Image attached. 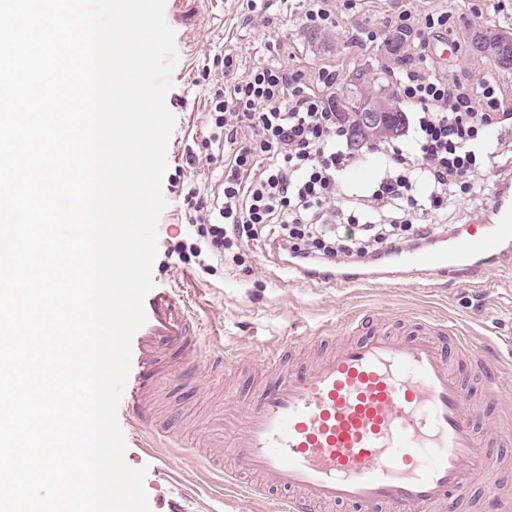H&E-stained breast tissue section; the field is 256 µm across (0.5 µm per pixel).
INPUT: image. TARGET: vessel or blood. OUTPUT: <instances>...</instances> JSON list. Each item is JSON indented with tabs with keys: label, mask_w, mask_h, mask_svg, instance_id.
Listing matches in <instances>:
<instances>
[{
	"label": "vessel or blood",
	"mask_w": 512,
	"mask_h": 512,
	"mask_svg": "<svg viewBox=\"0 0 512 512\" xmlns=\"http://www.w3.org/2000/svg\"><path fill=\"white\" fill-rule=\"evenodd\" d=\"M512 271V193L500 190L489 216L469 231L440 238L424 251L393 252L385 265L311 274L287 263L292 281L350 290L380 281L427 288L463 280L482 287L483 266ZM145 324L134 334L139 375L128 385L126 411L149 450L169 445L157 429L149 393L167 352L193 366L207 357L202 324L181 287L152 289ZM335 347L314 336L324 353L296 361V347L272 351L255 390L238 410L207 420L206 447L229 448L232 467L207 460L255 502L270 498L279 512H432L464 507L470 483H495L500 449L512 446V407L482 352L445 320L417 316L399 329L351 317ZM496 413L493 431L477 426Z\"/></svg>",
	"instance_id": "obj_1"
}]
</instances>
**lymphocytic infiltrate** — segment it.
<instances>
[{"label":"lymphocytic infiltrate","mask_w":512,"mask_h":512,"mask_svg":"<svg viewBox=\"0 0 512 512\" xmlns=\"http://www.w3.org/2000/svg\"><path fill=\"white\" fill-rule=\"evenodd\" d=\"M221 72L206 152L188 151L187 163L218 165L224 178L205 193L187 186L189 241L173 248L204 271L237 262L251 242L307 267L419 245L434 223H447L457 198L482 196L485 176L502 165L487 138L512 121V93L487 74L469 87L428 64L403 72L411 125L355 153L331 109V66L308 73L277 60L246 69L229 52ZM372 158L382 165L379 179L337 203L347 173Z\"/></svg>","instance_id":"f902f5d3"}]
</instances>
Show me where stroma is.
Here are the masks:
<instances>
[{"instance_id":"stroma-1","label":"stroma","mask_w":512,"mask_h":512,"mask_svg":"<svg viewBox=\"0 0 512 512\" xmlns=\"http://www.w3.org/2000/svg\"><path fill=\"white\" fill-rule=\"evenodd\" d=\"M333 6L335 28L313 30L302 21L304 0H166L165 20L175 32L178 53L166 103L176 124L167 149L162 182L167 207L158 223L152 280L158 288L183 277L191 280L198 311L214 332L210 350L224 358L226 368L214 379L202 370L186 372L175 363L159 386L158 417H178L184 426V447L165 451L168 474H159L157 460L127 441V464L146 471L150 512H164V505L171 502L185 512H258L257 503L220 486L203 458L194 456L192 447L204 429V415L224 407L226 394L256 383L254 366L268 350L324 331L343 336L345 323L355 312L372 313L391 323L403 316L446 318L451 330L483 349L496 378L512 385V276L497 268L485 269L488 286L481 293L459 281L439 289L377 284L347 292L289 281L278 259L255 246L241 250L239 263L218 265L208 272L168 254L181 241L180 228L186 221L179 198L183 180L193 179L206 189L218 177L207 166L189 168L185 149L206 136L211 81L199 79L198 74L207 66L211 80L221 79L219 63L226 49L236 50L246 68L288 56L293 67L306 71L335 65L340 88L368 71L385 73L393 84L401 69L418 65L419 54L411 49L402 56L388 55L384 36L403 10L437 9L447 11V34L460 45L458 56L448 61L447 72L471 84L489 62L472 51L469 31L512 32V0H334ZM256 14L263 16V23L253 22ZM367 30L377 31L378 40L363 42Z\"/></svg>"}]
</instances>
